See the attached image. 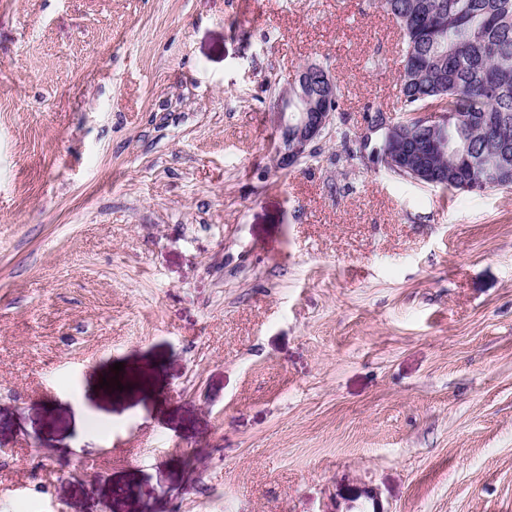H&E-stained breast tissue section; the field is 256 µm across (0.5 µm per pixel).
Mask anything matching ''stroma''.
<instances>
[{
  "instance_id": "1",
  "label": "stroma",
  "mask_w": 512,
  "mask_h": 512,
  "mask_svg": "<svg viewBox=\"0 0 512 512\" xmlns=\"http://www.w3.org/2000/svg\"><path fill=\"white\" fill-rule=\"evenodd\" d=\"M401 42L378 0H0V512H512V190L360 157ZM311 61L349 136L282 169Z\"/></svg>"
}]
</instances>
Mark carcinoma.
I'll use <instances>...</instances> for the list:
<instances>
[{"label": "carcinoma", "instance_id": "cac0c4a2", "mask_svg": "<svg viewBox=\"0 0 512 512\" xmlns=\"http://www.w3.org/2000/svg\"><path fill=\"white\" fill-rule=\"evenodd\" d=\"M402 31L403 69L393 123L409 141L423 118L438 125L448 150L420 175L387 171L450 192H472L487 171L512 189V0H381Z\"/></svg>", "mask_w": 512, "mask_h": 512}]
</instances>
